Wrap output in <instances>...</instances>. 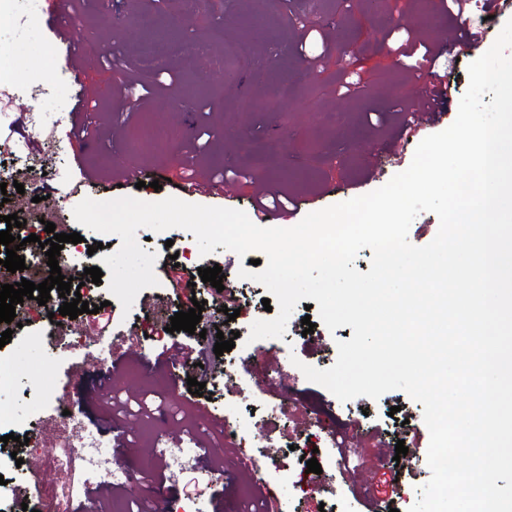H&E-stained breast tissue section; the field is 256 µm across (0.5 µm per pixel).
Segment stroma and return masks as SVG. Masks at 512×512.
I'll list each match as a JSON object with an SVG mask.
<instances>
[{
  "mask_svg": "<svg viewBox=\"0 0 512 512\" xmlns=\"http://www.w3.org/2000/svg\"><path fill=\"white\" fill-rule=\"evenodd\" d=\"M12 11L14 21L0 26V44L17 55L46 52L49 63L13 75L18 89L8 103V120H0V140L18 138L13 118L23 108L56 114L58 123L52 155H45L40 140H30L36 163L24 193L8 187L9 209L22 217L36 210L35 196H52L58 202L52 222L80 234L85 228L73 209L86 198L179 197L248 213L262 188L294 201L273 210L265 226L293 227L306 214L369 193L407 169L417 145L453 123L469 83L471 59L464 56L446 68L454 93L445 115L416 128L403 126L402 112L416 88L402 43L409 36L434 42L464 21L436 13L428 0H198L189 14L173 0H78L69 17L57 14L54 0H13ZM131 15L141 16L143 25L127 27ZM187 16L192 25L175 53L145 75L143 67L152 61L148 43ZM107 39L112 49L105 52ZM116 54L131 58L133 67L114 70ZM74 62L86 73L83 81L72 74ZM285 83L302 86L303 95L283 97ZM185 86L194 97L181 113L173 97ZM146 128L168 134L166 150L129 152ZM371 148L383 169L378 181L366 174L365 152ZM227 166L251 175L233 182L232 199L182 193L186 168L202 175ZM120 168L153 170L162 187L119 183ZM136 240L160 264L173 257L192 272L222 266L227 285L243 294L239 317L230 322L218 312L211 285H202L200 293L214 324L236 332L231 355L239 370L229 381L207 380L201 397L189 392L184 368L159 359L162 344L174 339L198 351L216 343L212 335L161 331L160 317L181 309L163 282L143 289L128 312L106 283H87L82 298L99 305V313L61 317L62 332L51 342L45 339L50 319L30 305L22 328L0 348L17 369L16 384L0 392V401L18 415L15 424L0 428V437L15 436L0 452V476L13 491L11 512H48L54 480L38 447L50 441L53 429L37 419L48 399L68 402L117 466L134 469L139 458H151V473L164 479L165 498L200 494V512H249L258 505L270 512H369L401 441L417 455L399 469L392 506L408 512L431 477L422 404L401 390L343 402L299 369L303 363L331 367L337 341L350 340L352 328L331 331L321 324L304 333L302 318L319 315L304 298L283 337L249 341L252 323L268 313L265 287L239 276L248 258L221 246L201 256L193 234L180 228H142ZM163 374L172 378L161 392L167 415L116 419L99 399L104 386L131 398L153 392L152 378ZM319 401L346 421L340 439L349 463L338 468L322 462L323 484L314 491L300 476L305 456L328 442L308 409ZM24 436L28 444L19 445ZM170 448L187 449L189 472H169ZM248 456L260 461L259 473L241 466ZM216 470L223 477L214 481ZM81 480L85 490L73 498L78 512H113L120 500L128 512H137L152 496L142 482L122 487L92 474Z\"/></svg>",
  "mask_w": 512,
  "mask_h": 512,
  "instance_id": "stroma-1",
  "label": "stroma"
}]
</instances>
